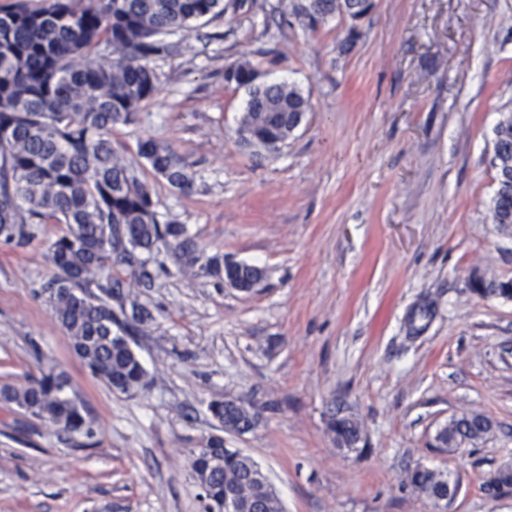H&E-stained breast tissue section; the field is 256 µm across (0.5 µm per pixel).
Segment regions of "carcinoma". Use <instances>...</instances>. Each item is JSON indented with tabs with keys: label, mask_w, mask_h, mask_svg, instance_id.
I'll return each instance as SVG.
<instances>
[{
	"label": "carcinoma",
	"mask_w": 512,
	"mask_h": 512,
	"mask_svg": "<svg viewBox=\"0 0 512 512\" xmlns=\"http://www.w3.org/2000/svg\"><path fill=\"white\" fill-rule=\"evenodd\" d=\"M242 0H42L39 7L20 0L0 13V237L25 244L39 224H63V233L47 251L58 274L45 291L54 315L66 330L76 355L111 388L135 395L147 387V373L131 348L106 298L121 287L111 278L113 263L134 268L147 284L152 274L142 252L181 248L189 266L197 257L186 250V229L160 223L149 184L112 145V128L136 121L141 106L157 92L158 75L149 61L192 50L188 31L199 21L224 16ZM374 8V0H284L282 16L292 15L315 31L328 21L351 20L345 43L359 37L356 22ZM249 62L229 65L227 82L248 89L240 118L247 144L267 147L284 142L309 110V98L285 83H256ZM495 190L492 223L512 227V115L493 130ZM138 156L154 178L188 194L194 176L167 146L152 139L139 142ZM28 205L22 210L20 203ZM207 270L251 285L261 270L236 262L224 271V259H208ZM481 296L496 292L512 298V279L477 278ZM67 380L50 368L20 386L0 387V400L69 434L94 435L83 403L67 394ZM208 409L221 423L250 430V411L228 400ZM476 427L451 421L438 432L446 446ZM335 443L357 438L359 428L347 417H331ZM191 470L204 496L217 509L235 500L261 497V512H283L281 501L258 463L248 454L224 447L212 437L206 449L191 452ZM441 474L417 467L407 475L413 490L438 486Z\"/></svg>",
	"instance_id": "obj_1"
}]
</instances>
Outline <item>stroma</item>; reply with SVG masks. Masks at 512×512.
<instances>
[{
  "label": "stroma",
  "instance_id": "1",
  "mask_svg": "<svg viewBox=\"0 0 512 512\" xmlns=\"http://www.w3.org/2000/svg\"><path fill=\"white\" fill-rule=\"evenodd\" d=\"M279 0L195 24L193 49L154 62L158 91L112 144L134 166L139 141L167 144L196 175L192 193L149 185L159 221L187 228L201 260L258 266L249 293L182 251L148 256L133 289L144 308L130 343L150 379L130 396L72 350L42 286L55 273L40 225L0 240V386L55 367L94 422L92 438L56 431L0 403V512H201L189 466L206 438L253 457L284 512H512L483 486L512 466V299L471 283L512 278V232L493 224V129L512 110V0H375L361 37L348 23H281ZM248 61L266 82L309 95L277 150L236 129L245 89L224 70ZM252 406L249 432H225L208 404ZM360 440L337 447L332 414ZM491 431L452 452L439 429L465 414ZM458 486L446 506L420 497L416 467Z\"/></svg>",
  "mask_w": 512,
  "mask_h": 512
}]
</instances>
